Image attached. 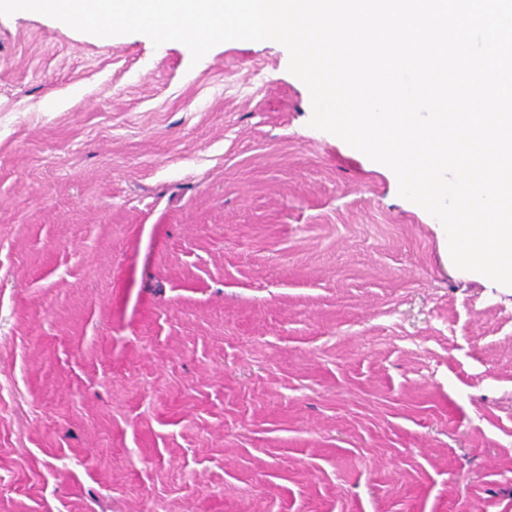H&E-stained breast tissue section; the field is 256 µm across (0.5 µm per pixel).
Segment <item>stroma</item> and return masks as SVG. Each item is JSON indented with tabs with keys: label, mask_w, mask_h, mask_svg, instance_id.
<instances>
[{
	"label": "stroma",
	"mask_w": 512,
	"mask_h": 512,
	"mask_svg": "<svg viewBox=\"0 0 512 512\" xmlns=\"http://www.w3.org/2000/svg\"><path fill=\"white\" fill-rule=\"evenodd\" d=\"M288 64L0 15V512H512V292Z\"/></svg>",
	"instance_id": "stroma-1"
}]
</instances>
